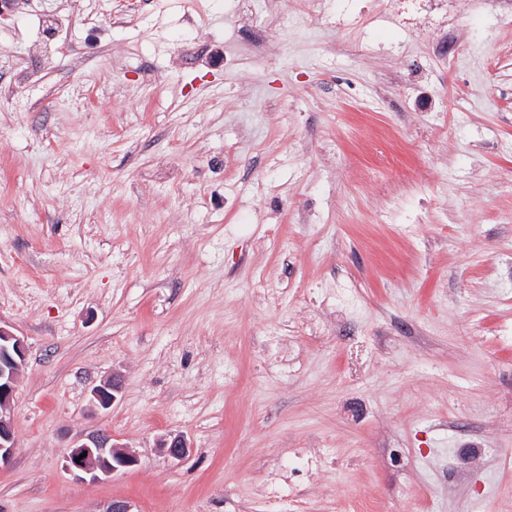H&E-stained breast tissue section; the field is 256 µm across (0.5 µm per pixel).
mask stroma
<instances>
[{
    "instance_id": "obj_1",
    "label": "stroma",
    "mask_w": 512,
    "mask_h": 512,
    "mask_svg": "<svg viewBox=\"0 0 512 512\" xmlns=\"http://www.w3.org/2000/svg\"><path fill=\"white\" fill-rule=\"evenodd\" d=\"M402 6L0 23V512H512V7ZM97 430L137 465L68 471ZM25 359L24 339L0 323V467L11 460L17 448L12 402ZM120 384L117 380H106L94 386L91 390L90 405L96 410H108L117 400Z\"/></svg>"
}]
</instances>
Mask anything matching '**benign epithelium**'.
<instances>
[{"label":"benign epithelium","mask_w":512,"mask_h":512,"mask_svg":"<svg viewBox=\"0 0 512 512\" xmlns=\"http://www.w3.org/2000/svg\"><path fill=\"white\" fill-rule=\"evenodd\" d=\"M24 339L0 325V465L8 463L16 448L12 402L19 374L25 364ZM120 384L106 380L91 390L90 405L96 410H108L117 400ZM189 445L182 435H168L160 440L159 450L172 458H183ZM67 466L77 476L93 479L109 476L137 465V456L126 447L114 442L112 436L94 432L70 446Z\"/></svg>","instance_id":"obj_1"}]
</instances>
